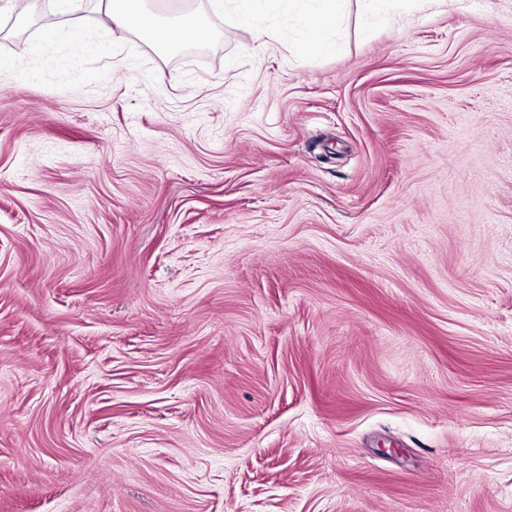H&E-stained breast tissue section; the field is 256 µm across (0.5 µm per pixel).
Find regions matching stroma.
<instances>
[{"label":"stroma","mask_w":512,"mask_h":512,"mask_svg":"<svg viewBox=\"0 0 512 512\" xmlns=\"http://www.w3.org/2000/svg\"><path fill=\"white\" fill-rule=\"evenodd\" d=\"M29 5L0 512H512V0H349L329 53L209 0H148L200 13L175 49Z\"/></svg>","instance_id":"35a3bbf8"}]
</instances>
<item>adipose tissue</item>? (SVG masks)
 I'll return each instance as SVG.
<instances>
[{
    "label": "adipose tissue",
    "mask_w": 512,
    "mask_h": 512,
    "mask_svg": "<svg viewBox=\"0 0 512 512\" xmlns=\"http://www.w3.org/2000/svg\"><path fill=\"white\" fill-rule=\"evenodd\" d=\"M112 28L124 31L138 30L143 36L162 48H175L198 35L200 19L187 13L163 23L148 13L144 0H97ZM310 6L301 17L302 26L323 52L332 51V43L323 41L322 31L337 28L342 20L343 0H309Z\"/></svg>",
    "instance_id": "adipose-tissue-1"
}]
</instances>
